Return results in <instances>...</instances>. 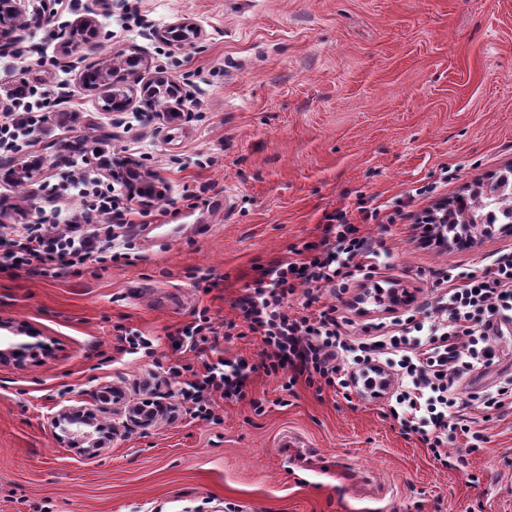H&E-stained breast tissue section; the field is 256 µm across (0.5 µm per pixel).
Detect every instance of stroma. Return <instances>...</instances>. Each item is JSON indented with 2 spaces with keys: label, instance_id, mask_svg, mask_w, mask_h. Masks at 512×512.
<instances>
[{
  "label": "stroma",
  "instance_id": "1",
  "mask_svg": "<svg viewBox=\"0 0 512 512\" xmlns=\"http://www.w3.org/2000/svg\"><path fill=\"white\" fill-rule=\"evenodd\" d=\"M87 2L69 0L55 23L0 54V107L20 82L61 68L76 115L35 132L24 152L45 165L31 179L7 180L13 161L0 159V225L35 219L78 136L87 153L123 154L158 176L165 196L150 209L168 216L137 231L129 265L56 278L0 271V321L52 347L0 362V512H348L319 483L331 468L350 498L380 497L382 512H512V409L468 407L487 441L463 472L403 434L386 399L287 391L258 370L211 421L183 413L142 429L124 414L151 373L153 399L177 405L175 372L195 360L178 350L177 329L205 307L216 328L237 319L246 284L317 241L325 214L344 210L384 240L376 278L356 276L337 301L357 338L430 300L440 270L479 273L512 252L498 230L450 250L421 222L512 165V0H123L96 15L97 52H65ZM178 21L201 37L154 38ZM131 48L181 85L178 124L143 119L136 105L104 111L102 91L80 85L89 66ZM19 52L53 62L22 70ZM362 201L376 222L364 223ZM377 283L407 301L369 300ZM129 329L152 349L128 353ZM495 346L463 393L512 375V329ZM67 408L109 431L102 447L96 432L52 427Z\"/></svg>",
  "mask_w": 512,
  "mask_h": 512
}]
</instances>
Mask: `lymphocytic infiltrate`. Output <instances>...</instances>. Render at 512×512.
Wrapping results in <instances>:
<instances>
[{
	"mask_svg": "<svg viewBox=\"0 0 512 512\" xmlns=\"http://www.w3.org/2000/svg\"><path fill=\"white\" fill-rule=\"evenodd\" d=\"M69 94L62 81L17 89L0 108V156L21 151ZM69 188L81 197L80 207L66 210L50 201L39 220L0 231V271L54 277L88 265L105 269L131 262L125 250L136 232L131 195L119 183L78 175ZM382 246V240L361 233L346 211H336L326 216L319 241L294 248L293 258L268 267L246 286L236 303L240 322H228L219 332L207 311H200L179 331L180 347L203 359L201 369L181 384V408L210 421L217 400L243 397L250 368L243 360L222 357L217 347L220 336H232L241 324L261 338L263 373L283 379L285 389L301 382L319 392L393 394L389 415L402 431L416 436L443 467L465 470L468 455L481 450L486 438L466 424L464 409L471 403L487 411L512 409L511 375L469 398L461 396L463 382L493 362L492 337L512 324V254L499 256L478 275L440 272L436 321L427 324L410 315L406 329L354 339L323 291L345 289L355 273L374 271ZM298 293L302 308L290 310L288 302ZM460 435L467 439V452L450 455L447 445Z\"/></svg>",
	"mask_w": 512,
	"mask_h": 512,
	"instance_id": "1",
	"label": "lymphocytic infiltrate"
}]
</instances>
